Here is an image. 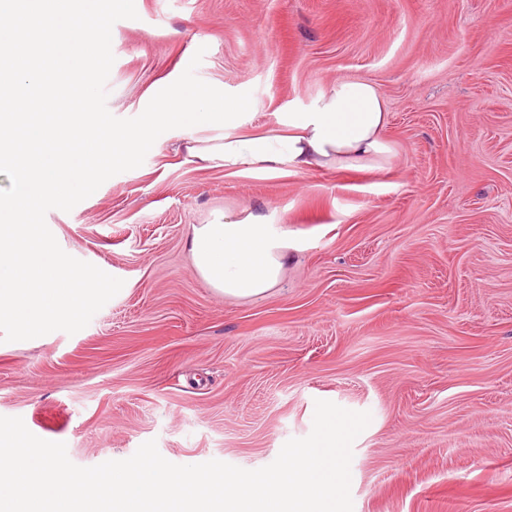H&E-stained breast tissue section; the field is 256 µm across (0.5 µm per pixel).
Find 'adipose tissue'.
I'll return each mask as SVG.
<instances>
[{
  "instance_id": "obj_1",
  "label": "adipose tissue",
  "mask_w": 512,
  "mask_h": 512,
  "mask_svg": "<svg viewBox=\"0 0 512 512\" xmlns=\"http://www.w3.org/2000/svg\"><path fill=\"white\" fill-rule=\"evenodd\" d=\"M388 103L379 88L360 77L337 80L303 112L288 115L287 132H244L242 105L228 101L214 114L211 100L193 88L171 89L145 112L141 124L113 134L109 158L131 163L135 154L164 131L221 119L223 144L200 149L203 159H220L225 166L275 172L281 165L301 171L324 168L371 169L390 152L384 139ZM196 273L218 295L250 299L268 294L280 283L285 264L298 243L272 224L269 217L195 224L186 240Z\"/></svg>"
}]
</instances>
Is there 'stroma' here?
<instances>
[{"label":"stroma","mask_w":512,"mask_h":512,"mask_svg":"<svg viewBox=\"0 0 512 512\" xmlns=\"http://www.w3.org/2000/svg\"><path fill=\"white\" fill-rule=\"evenodd\" d=\"M112 28L107 107L138 116L197 49L202 81L283 129L333 82L389 101L379 169L200 163L174 128L138 168L46 223L126 292L75 334L0 342V416L82 467L146 441L179 465L254 470L316 401L371 415L353 512H512V0H138ZM297 239L280 284L215 294L185 241L216 215Z\"/></svg>","instance_id":"1"}]
</instances>
